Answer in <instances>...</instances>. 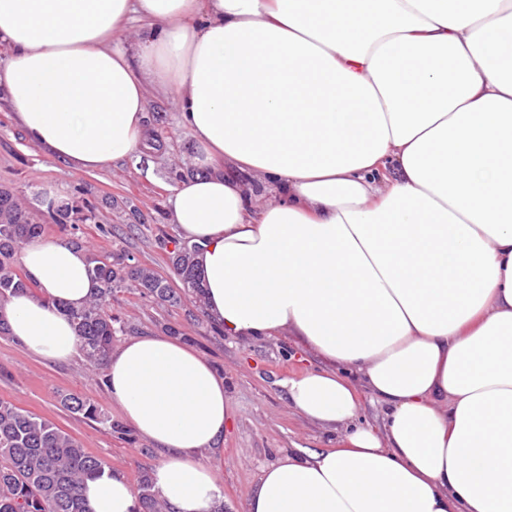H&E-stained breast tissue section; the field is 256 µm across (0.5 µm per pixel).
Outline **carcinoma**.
Here are the masks:
<instances>
[{
  "label": "carcinoma",
  "mask_w": 512,
  "mask_h": 512,
  "mask_svg": "<svg viewBox=\"0 0 512 512\" xmlns=\"http://www.w3.org/2000/svg\"><path fill=\"white\" fill-rule=\"evenodd\" d=\"M53 223L65 228L91 219L89 207L78 197L49 211ZM40 224L17 202L9 190H0V303L19 291L32 289L17 271L22 244L43 234ZM199 246L182 242L169 261L182 284L183 294L170 287L154 269L130 254L90 252V274L100 283L99 294L80 309H64L74 323L81 350L89 366L106 363L114 337L131 326L112 314V297L128 286L153 301L170 306L182 299L200 303L203 290L196 277ZM68 412L125 433L120 423L96 403L74 393L59 394ZM103 463L81 448L79 442L48 419L0 399V512H89L81 494L83 483L93 478ZM141 512H168L151 491L148 471L139 478Z\"/></svg>",
  "instance_id": "cac0c4a2"
}]
</instances>
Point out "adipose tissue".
I'll return each mask as SVG.
<instances>
[{
  "label": "adipose tissue",
  "mask_w": 512,
  "mask_h": 512,
  "mask_svg": "<svg viewBox=\"0 0 512 512\" xmlns=\"http://www.w3.org/2000/svg\"><path fill=\"white\" fill-rule=\"evenodd\" d=\"M139 29H132L133 21ZM0 101L78 172L143 160L149 90L197 145L167 199L225 335L294 336L324 367L290 405L339 434L263 469L248 512H512V0H0ZM279 181L257 203L240 175ZM0 304L47 362L99 284L68 240L26 242ZM109 397L163 453L169 512H216L202 451L224 378L180 338L116 345ZM382 404L361 425L359 394ZM92 512H139L102 468Z\"/></svg>",
  "instance_id": "adipose-tissue-1"
}]
</instances>
